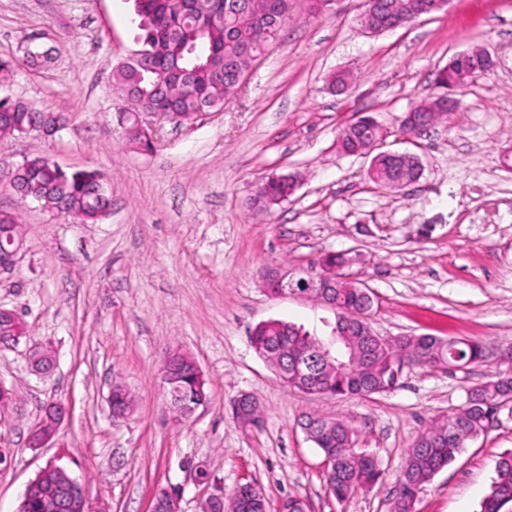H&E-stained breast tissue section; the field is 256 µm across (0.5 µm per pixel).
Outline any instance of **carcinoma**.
I'll return each mask as SVG.
<instances>
[{"label":"carcinoma","mask_w":512,"mask_h":512,"mask_svg":"<svg viewBox=\"0 0 512 512\" xmlns=\"http://www.w3.org/2000/svg\"><path fill=\"white\" fill-rule=\"evenodd\" d=\"M138 17L140 48L117 64L111 74L113 84L131 105V111L168 119L178 112L189 123L209 112H215L236 97L241 83L255 64L273 47L264 28L278 21L284 28L290 14L302 7L313 10L314 0H222L224 10L209 21L204 4L180 15L173 0H133ZM434 0H375L371 11L361 16V26L379 33L393 31L418 17L436 12ZM209 47L206 56L185 51L191 42ZM490 54L474 50L463 57L452 56L448 66L436 73L435 84L442 88L448 79L457 78V87L467 85L482 75ZM431 114L438 122L448 118V101L432 96L415 108ZM67 122L34 104L20 100L0 102V137L36 132L55 133ZM338 151L356 155L364 146L365 134L360 126L349 123L338 136ZM413 178L398 165L381 161L368 181L382 187L389 180ZM296 183L290 174H274L255 186L250 199L252 207L270 210L294 194ZM14 190L24 199L36 201L50 211H61L76 224H98L111 209L109 187L101 173L78 170L71 173L55 166L43 156L24 160L12 177ZM345 253L320 255L313 267L322 271L347 264ZM326 303L336 313L333 342L326 346L302 328L282 320H270L256 327V351L264 358L277 359L288 373V386L296 387L291 364L304 356L312 361L306 379L309 394L338 397L381 394L396 387L398 363L406 358L430 368L471 366L486 360V346L479 340L458 341L436 336H402L395 341L367 336L359 320L362 310L374 306L370 289L354 288L340 281L330 289ZM208 395L203 377L186 366L179 382L178 399L192 404ZM512 401V368L498 373L493 380L468 391L465 406L444 419L433 421L413 440L398 477L396 512H415L417 496L422 488L463 448L464 440L483 432L498 409ZM133 398L117 385L112 388V411L132 409ZM304 423L315 424L312 441L321 454L331 459L324 474L329 493L343 500L356 490L370 487L381 478L376 457L356 447L357 430L352 422L327 418L317 413L305 416ZM512 504V452L502 455L496 465V476L481 512H502ZM264 498L248 499L233 495L209 505L211 512H268Z\"/></svg>","instance_id":"cac0c4a2"}]
</instances>
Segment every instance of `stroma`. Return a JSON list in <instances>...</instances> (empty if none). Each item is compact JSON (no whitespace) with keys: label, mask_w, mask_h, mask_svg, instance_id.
Wrapping results in <instances>:
<instances>
[{"label":"stroma","mask_w":512,"mask_h":512,"mask_svg":"<svg viewBox=\"0 0 512 512\" xmlns=\"http://www.w3.org/2000/svg\"><path fill=\"white\" fill-rule=\"evenodd\" d=\"M362 11L363 0H338L317 18L294 11L236 98L192 128L160 124L156 152L144 154L125 143V102L108 81L138 47L132 0H0V59L17 60L0 97L69 117L51 137L0 139V210L19 215L24 235L14 272L0 277V306L22 312L27 327L17 344L0 346V383L15 393L0 414V448L14 451L0 469V512H17L51 460L83 485L92 512H150L162 488L178 492L181 512H201L208 495L247 482L273 505L297 496L308 512H390L413 439L499 371L493 359L462 370L412 366L387 393L313 397L286 388L252 346L255 326L271 319L328 340L331 307L270 297L260 273L330 251L356 256L377 336L512 346V168L503 165L512 151V0H450L379 35L364 32ZM29 35L53 47L50 62H19ZM475 46L496 67L457 91L455 114L408 146L404 113L436 94L435 74L450 57ZM342 69L354 82L339 94L327 79ZM365 115L383 128L385 149L420 156L418 182L377 188L366 158L337 151L339 130ZM40 155L104 174L110 217L75 224L23 201L8 172ZM289 172L301 184L288 201L269 212L250 207L263 177ZM39 346L56 355L48 379L30 367ZM175 350L195 359L209 393L184 422L159 383ZM116 381L135 398L119 419L107 403ZM243 393L261 401L257 427L232 416ZM50 401L69 413L47 447H28ZM313 411L353 422L381 482L342 502L327 492L323 457L300 426ZM507 452L512 403L423 488L415 512H480ZM199 465L209 483L197 482Z\"/></svg>","instance_id":"1"}]
</instances>
